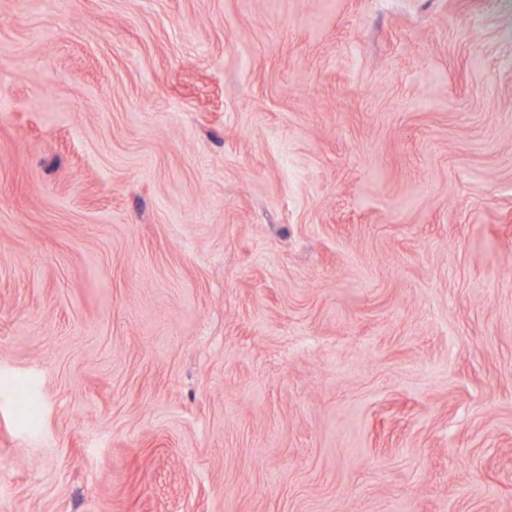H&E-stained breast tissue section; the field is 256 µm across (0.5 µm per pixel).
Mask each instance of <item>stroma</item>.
Instances as JSON below:
<instances>
[{
  "label": "stroma",
  "instance_id": "stroma-1",
  "mask_svg": "<svg viewBox=\"0 0 512 512\" xmlns=\"http://www.w3.org/2000/svg\"><path fill=\"white\" fill-rule=\"evenodd\" d=\"M269 2L0 0V512H512V0Z\"/></svg>",
  "mask_w": 512,
  "mask_h": 512
}]
</instances>
